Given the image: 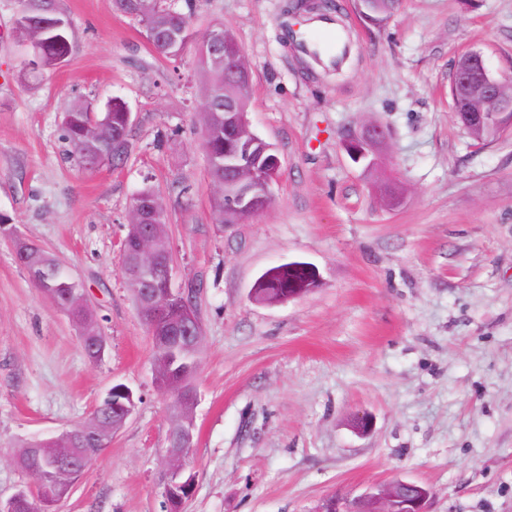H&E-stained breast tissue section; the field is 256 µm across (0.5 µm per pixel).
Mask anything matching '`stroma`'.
<instances>
[{"mask_svg": "<svg viewBox=\"0 0 512 512\" xmlns=\"http://www.w3.org/2000/svg\"><path fill=\"white\" fill-rule=\"evenodd\" d=\"M297 2L174 0L195 37L216 22L234 31L252 129L283 162L271 207L221 225L195 47L166 59L113 0H62L72 53L32 71L17 2L0 0L1 500L32 482L22 441L88 422L122 383L134 414L56 510L166 512L172 399L120 264L132 200L150 185L169 215L173 285L204 336L183 512H316L395 478L427 486L431 512H512V129L472 140L449 92L465 51L512 70V0H399L374 22L356 0H323L353 33L339 76L289 40ZM115 97L132 112L126 157L83 170L64 105ZM368 121L389 132L372 173L343 148ZM377 182L403 202L383 207ZM17 236L80 282L101 359L34 288ZM292 261L318 270L317 287L255 302L257 277Z\"/></svg>", "mask_w": 512, "mask_h": 512, "instance_id": "1", "label": "stroma"}]
</instances>
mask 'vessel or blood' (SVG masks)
I'll use <instances>...</instances> for the list:
<instances>
[{
    "label": "vessel or blood",
    "mask_w": 512,
    "mask_h": 512,
    "mask_svg": "<svg viewBox=\"0 0 512 512\" xmlns=\"http://www.w3.org/2000/svg\"><path fill=\"white\" fill-rule=\"evenodd\" d=\"M296 39L302 50L315 55L325 68L343 63L351 52V33L341 18L323 14L312 17L298 30Z\"/></svg>",
    "instance_id": "obj_1"
}]
</instances>
